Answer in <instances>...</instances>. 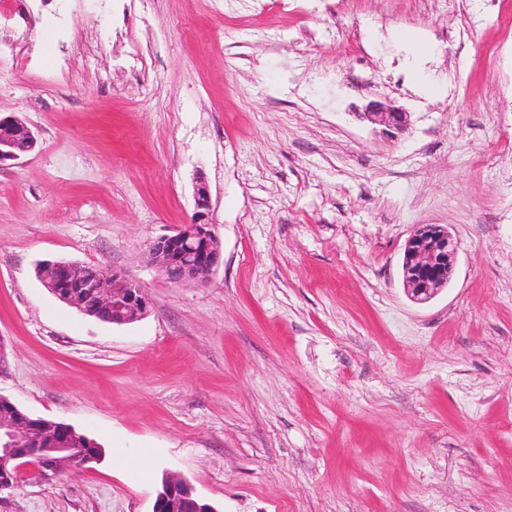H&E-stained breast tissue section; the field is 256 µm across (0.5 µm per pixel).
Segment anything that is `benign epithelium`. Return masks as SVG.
I'll return each instance as SVG.
<instances>
[{
    "label": "benign epithelium",
    "mask_w": 512,
    "mask_h": 512,
    "mask_svg": "<svg viewBox=\"0 0 512 512\" xmlns=\"http://www.w3.org/2000/svg\"><path fill=\"white\" fill-rule=\"evenodd\" d=\"M371 125L400 132L408 122V113L382 104H371L362 114ZM37 138L33 130L15 117L0 118V165L17 161L34 150ZM196 220L183 224L172 233L152 241L146 251L147 262L172 283L202 281L220 264V244L211 229V197L204 177L194 187ZM458 246L442 224H421L406 240L402 277L411 298L425 302L452 278ZM37 277L57 299L87 315L112 325H128L143 319L151 309L145 288L120 270L108 271L95 266L67 261H42ZM10 413L0 414V492L14 486L21 473L30 470L48 480L66 470L87 467L98 461L100 448L71 426L33 417L14 403ZM58 433L52 448H36L34 427ZM152 512H216L197 497L180 477L169 475L162 482Z\"/></svg>",
    "instance_id": "7a95c632"
}]
</instances>
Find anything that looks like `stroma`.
Wrapping results in <instances>:
<instances>
[{"mask_svg": "<svg viewBox=\"0 0 512 512\" xmlns=\"http://www.w3.org/2000/svg\"><path fill=\"white\" fill-rule=\"evenodd\" d=\"M6 2L0 117L38 143L0 166V395L105 455L0 512H151L168 475L217 512H512V0ZM200 175L223 260L175 284L145 253ZM420 224L458 245L425 303ZM47 259L152 309L89 318ZM362 118L371 125L383 126L388 131H403L408 122V113L392 105L371 104L362 114ZM458 246L442 224H421L406 240L402 262L405 288L413 300L425 302L452 278ZM37 277L57 299L112 325L143 319L151 309L145 288L121 270L108 271L67 261H42ZM91 301L93 311L88 309Z\"/></svg>", "mask_w": 512, "mask_h": 512, "instance_id": "obj_1", "label": "stroma"}]
</instances>
